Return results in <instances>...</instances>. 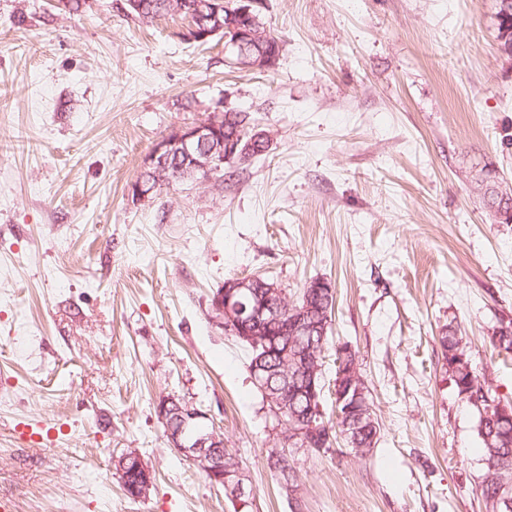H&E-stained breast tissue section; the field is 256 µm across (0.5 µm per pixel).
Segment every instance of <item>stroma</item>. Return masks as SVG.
<instances>
[{"instance_id": "1", "label": "stroma", "mask_w": 512, "mask_h": 512, "mask_svg": "<svg viewBox=\"0 0 512 512\" xmlns=\"http://www.w3.org/2000/svg\"><path fill=\"white\" fill-rule=\"evenodd\" d=\"M124 0H0V499L15 512H234L171 448L174 396L244 469L249 512H293L267 466L284 452L305 512H483L473 410L438 338L455 327L512 404V223L481 186L512 191V59L495 0H264L281 40L268 70L187 39ZM256 113L271 149L218 185L126 191L173 128L217 101ZM297 298L335 289V348L356 351L379 423L372 455L278 443L243 347L211 320L226 279ZM54 428L37 444L18 426ZM137 453L152 485L127 497ZM136 454L130 452L129 454H125L124 463L127 459L135 457ZM146 466L143 460L140 456H137L136 458L129 459L122 469L119 468V466L116 464L117 471L120 472L121 480L123 483V488L127 495L131 498H139L135 496V486L137 484V478L142 474V470L139 469V466Z\"/></svg>"}]
</instances>
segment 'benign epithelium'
<instances>
[{
  "label": "benign epithelium",
  "mask_w": 512,
  "mask_h": 512,
  "mask_svg": "<svg viewBox=\"0 0 512 512\" xmlns=\"http://www.w3.org/2000/svg\"><path fill=\"white\" fill-rule=\"evenodd\" d=\"M261 0H194L190 4V20L203 18L208 26L201 29L191 26L187 37L193 41H205L220 33L224 34V52L229 54L225 62L252 69H267L276 59L263 47L269 36L262 32L255 9ZM237 18L224 23L223 12ZM227 110L218 102L208 117L200 122L187 123L171 130L159 140L142 161V171L155 173L156 184L189 183L194 186L210 185L226 165L237 167L249 163L258 152H265L272 145L269 132L247 121L238 124L234 134L224 136L220 113ZM211 318L227 334L242 336L251 341H264L271 331L283 336H307L317 330L325 334V322L312 320L306 309L288 300L285 292L274 282H265L258 276L239 277L224 284L212 297ZM283 381L304 371L315 375L307 354H297L283 359ZM251 378L263 392L265 402L278 422L287 429L281 441L298 448L313 445L311 432L306 427L295 428L285 418L288 405V389H273L261 362L254 363ZM365 391L356 388L350 392L336 386V405H348V410L364 402ZM469 405L482 416L496 411L498 416L512 418V410L500 400H491L487 392L472 398ZM159 415L166 428L171 447L212 478L222 481L237 502L251 495L245 485V475L238 466H224V437L216 431L190 436L187 427L193 420L204 419L206 414L185 404L173 396L167 397L159 408Z\"/></svg>",
  "instance_id": "7a95c632"
}]
</instances>
